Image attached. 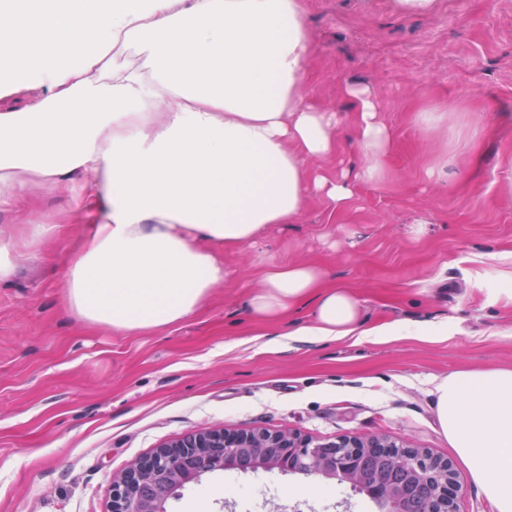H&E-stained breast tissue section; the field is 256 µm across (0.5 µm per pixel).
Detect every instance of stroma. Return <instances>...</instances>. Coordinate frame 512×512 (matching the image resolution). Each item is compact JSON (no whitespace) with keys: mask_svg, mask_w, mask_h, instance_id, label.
I'll return each mask as SVG.
<instances>
[{"mask_svg":"<svg viewBox=\"0 0 512 512\" xmlns=\"http://www.w3.org/2000/svg\"><path fill=\"white\" fill-rule=\"evenodd\" d=\"M313 45L303 81L340 118L344 83L371 88L395 145L381 177L330 217L313 199L225 251L226 276L194 314L160 332L89 326L65 298L88 219L59 225L40 257L19 249L0 284V512H107L112 479L158 445L212 428L291 430L317 442L384 436L451 460L456 512H494L436 416L449 374L512 368V0H305ZM434 130L425 133L422 115ZM62 195L1 212L0 228L53 217ZM307 262L352 288L367 326L397 336L269 349L245 303L273 264ZM168 512H378L346 483L258 468L208 473Z\"/></svg>","mask_w":512,"mask_h":512,"instance_id":"1","label":"stroma"}]
</instances>
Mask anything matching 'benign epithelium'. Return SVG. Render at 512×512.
<instances>
[{"instance_id": "7a95c632", "label": "benign epithelium", "mask_w": 512, "mask_h": 512, "mask_svg": "<svg viewBox=\"0 0 512 512\" xmlns=\"http://www.w3.org/2000/svg\"><path fill=\"white\" fill-rule=\"evenodd\" d=\"M381 449L387 456L374 469L358 461L362 453ZM299 459L307 476L358 485L383 502L382 512H406L423 498L428 512H456L460 489L453 465L418 448L385 437L346 435L315 443L290 430L248 432L208 429L166 443L140 457L112 479L108 512H167V502L185 484L227 468L287 470Z\"/></svg>"}]
</instances>
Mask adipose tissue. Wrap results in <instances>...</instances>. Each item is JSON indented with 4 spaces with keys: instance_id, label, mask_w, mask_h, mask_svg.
Returning <instances> with one entry per match:
<instances>
[{
    "instance_id": "1",
    "label": "adipose tissue",
    "mask_w": 512,
    "mask_h": 512,
    "mask_svg": "<svg viewBox=\"0 0 512 512\" xmlns=\"http://www.w3.org/2000/svg\"><path fill=\"white\" fill-rule=\"evenodd\" d=\"M304 0H0V210L45 189L92 212L66 268L75 316L115 332H158L223 282L218 248L297 221L312 198L345 209L376 179L391 133L369 89L355 99L354 171L310 168L339 150L336 113L302 76ZM311 302L299 336L361 335L353 291L310 263L274 264L247 302L280 320ZM436 415L495 512H512V369L459 371Z\"/></svg>"
}]
</instances>
